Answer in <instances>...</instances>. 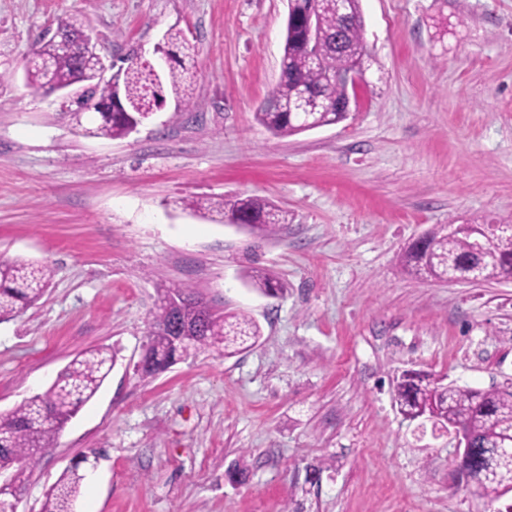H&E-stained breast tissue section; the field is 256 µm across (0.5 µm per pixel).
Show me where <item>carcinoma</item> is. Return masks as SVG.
Segmentation results:
<instances>
[{
    "instance_id": "1",
    "label": "carcinoma",
    "mask_w": 512,
    "mask_h": 512,
    "mask_svg": "<svg viewBox=\"0 0 512 512\" xmlns=\"http://www.w3.org/2000/svg\"><path fill=\"white\" fill-rule=\"evenodd\" d=\"M332 2L293 0L294 9L288 11L282 74L256 112L257 121L277 136H293L306 132L309 125L328 126L345 120L350 92L344 76L362 63L371 66L372 56L362 37L360 0H349L343 23ZM56 30L73 40L87 32L85 21L74 14L58 17ZM164 49L169 64L161 76H154L149 67L129 56L122 59L113 82L105 83L93 61L64 51L51 37L41 40L34 51L49 63L50 71L29 66L26 83L42 97L78 87L97 104L122 105L125 111L101 112L97 125L85 129L89 136L122 139L149 119L150 110L164 103L166 95H173L180 105L191 102L181 57L190 47L182 31L168 30ZM181 204L185 210L220 222L233 216L259 238L288 223L286 212L261 197H194ZM403 261L415 274L442 282L466 268H475L490 280L509 278L512 236L494 237L483 251L475 253L461 233L431 232L428 245L423 249L411 246ZM51 276L47 265L1 261L0 320L35 304ZM248 282L270 296L281 289L278 280L263 270L249 275ZM176 325L184 336L179 348L173 341ZM260 336L259 326L245 314L218 313L188 288H161L138 371L144 378L153 377L192 351L216 349L232 355ZM114 364V353L107 347L84 351L58 373L46 391L0 414V475L11 481L8 489L0 491V512H16L18 494L28 479L25 461L54 447L65 425L95 396ZM394 399L409 419L426 416L440 424L465 425L472 450L458 466L490 477L478 496L493 506L499 486L512 483V457L502 453L503 448L512 446V390L462 388L442 378L404 371L396 381ZM83 480L79 465L66 469L47 494L42 512H71Z\"/></svg>"
}]
</instances>
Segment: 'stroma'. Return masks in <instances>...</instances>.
<instances>
[{"label":"stroma","instance_id":"obj_1","mask_svg":"<svg viewBox=\"0 0 512 512\" xmlns=\"http://www.w3.org/2000/svg\"><path fill=\"white\" fill-rule=\"evenodd\" d=\"M374 59L347 119L277 137L255 114L279 80L288 0H0V260L47 264L39 301L0 321V413L105 346L103 386L31 462L18 512L80 465L74 512H484L453 435L404 419L406 370L512 387V278L412 274L405 249L470 216L512 221V0H361ZM102 54L195 45L194 96L123 139L85 136L25 66L58 17ZM257 195L267 238L182 210ZM261 268L283 285L246 284ZM248 315L258 342L136 371L158 291Z\"/></svg>","mask_w":512,"mask_h":512}]
</instances>
